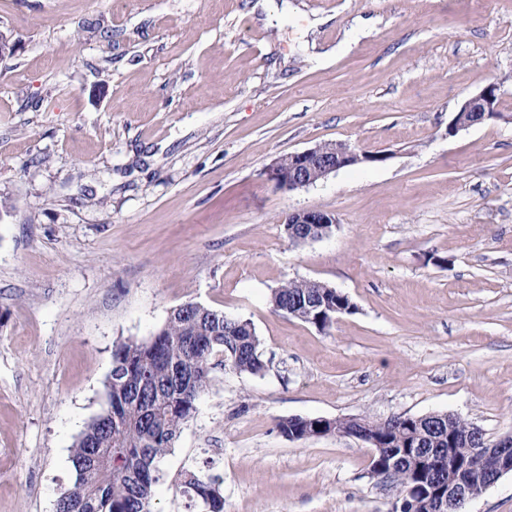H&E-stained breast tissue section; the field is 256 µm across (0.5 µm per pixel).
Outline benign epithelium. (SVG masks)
<instances>
[{
	"label": "benign epithelium",
	"instance_id": "obj_1",
	"mask_svg": "<svg viewBox=\"0 0 512 512\" xmlns=\"http://www.w3.org/2000/svg\"><path fill=\"white\" fill-rule=\"evenodd\" d=\"M501 98V87L493 82L487 84L459 108V111L471 114V121L460 123L454 119L449 129L457 132L486 121L499 112ZM385 159L384 154L367 152L348 142L336 141L329 143L327 148L318 144L302 152L279 156L266 167L265 174L277 186L294 190L313 185L343 167ZM286 223L334 224L336 218L322 211L301 210L289 214ZM298 420L312 425L314 436L345 434L334 419L300 416ZM350 436L365 443L373 456L382 454L385 448L383 439L375 434L360 430L350 433ZM420 438V432H415L414 447L406 449L400 456V460L414 471L423 469L429 463L428 456L416 449ZM465 440L476 445L477 453L461 466L453 464L443 470L438 465L431 470L433 481L430 490L415 496L411 502V512H463L465 505L479 497L480 492L493 486L504 474L512 472L511 433L492 442L480 427L473 425L468 429ZM489 456L500 461L499 471L491 477L483 471V462Z\"/></svg>",
	"mask_w": 512,
	"mask_h": 512
}]
</instances>
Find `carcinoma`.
<instances>
[{"instance_id": "obj_1", "label": "carcinoma", "mask_w": 512, "mask_h": 512, "mask_svg": "<svg viewBox=\"0 0 512 512\" xmlns=\"http://www.w3.org/2000/svg\"><path fill=\"white\" fill-rule=\"evenodd\" d=\"M336 306L353 314L349 300L320 282L297 279L275 289L272 306L284 313L298 303ZM251 322L230 318L198 303H186L168 315L148 340L129 339L112 352L99 413L85 425L71 449L75 481L57 499V512H154L160 462L173 448L197 403L213 383L212 370L235 357L234 370L261 374L266 364ZM288 438L308 437L309 428L291 419L278 424ZM412 427L401 423L384 436L393 452L411 447ZM372 477L395 488L396 500L417 492L429 469L412 473L385 457L370 461ZM221 478L209 470L186 469L176 480L187 507L224 512Z\"/></svg>"}]
</instances>
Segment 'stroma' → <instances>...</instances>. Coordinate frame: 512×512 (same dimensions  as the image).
Masks as SVG:
<instances>
[{"mask_svg": "<svg viewBox=\"0 0 512 512\" xmlns=\"http://www.w3.org/2000/svg\"><path fill=\"white\" fill-rule=\"evenodd\" d=\"M253 2L0 0V512H54L114 345L188 302L250 321L266 369L214 370L157 512L208 458L224 512H391L363 442L288 439L293 416L512 433V0ZM499 77L501 118L449 132ZM336 140L387 159L266 178ZM298 210L336 224L294 245ZM296 279L356 312L274 311Z\"/></svg>", "mask_w": 512, "mask_h": 512, "instance_id": "35a3bbf8", "label": "stroma"}]
</instances>
